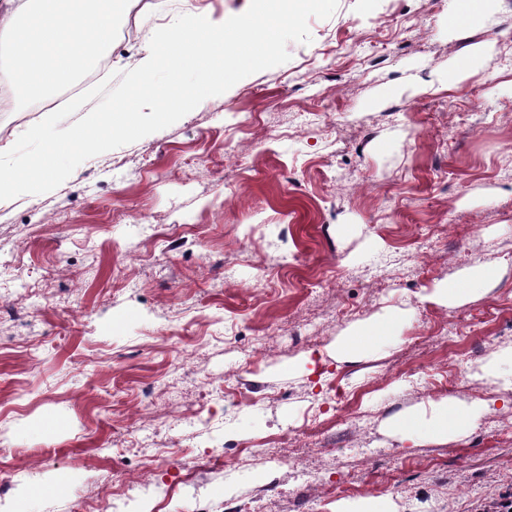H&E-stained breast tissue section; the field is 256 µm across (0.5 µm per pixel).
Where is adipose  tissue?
Masks as SVG:
<instances>
[{
    "instance_id": "adipose-tissue-1",
    "label": "adipose tissue",
    "mask_w": 512,
    "mask_h": 512,
    "mask_svg": "<svg viewBox=\"0 0 512 512\" xmlns=\"http://www.w3.org/2000/svg\"><path fill=\"white\" fill-rule=\"evenodd\" d=\"M130 0H0V40L12 50V65L0 74V104L38 101L92 68L110 47L116 20ZM493 275L483 269L441 282L426 294L427 302L454 307L478 297ZM407 311L388 308L377 319L358 325L335 344L337 362H351L396 343ZM473 379L512 389V347L482 358ZM489 410L488 401L444 397L428 410H410L393 419L389 436L404 443L461 437Z\"/></svg>"
}]
</instances>
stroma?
<instances>
[{"mask_svg":"<svg viewBox=\"0 0 512 512\" xmlns=\"http://www.w3.org/2000/svg\"><path fill=\"white\" fill-rule=\"evenodd\" d=\"M467 5L339 0L288 62L0 204V512H95L131 479L133 512L257 495L264 512L296 496L332 512L386 494L402 512H475L512 493V391L469 377L512 345V10L490 0L457 25ZM178 15L137 0L108 73ZM470 55L476 73L441 90ZM54 109L0 112V145ZM481 267L495 272L485 296L417 303ZM409 301L394 347L327 357ZM307 353L326 356L325 381L289 373ZM446 396L492 412L444 443L387 435ZM271 433L276 458L211 454Z\"/></svg>","mask_w":512,"mask_h":512,"instance_id":"obj_1","label":"stroma"}]
</instances>
